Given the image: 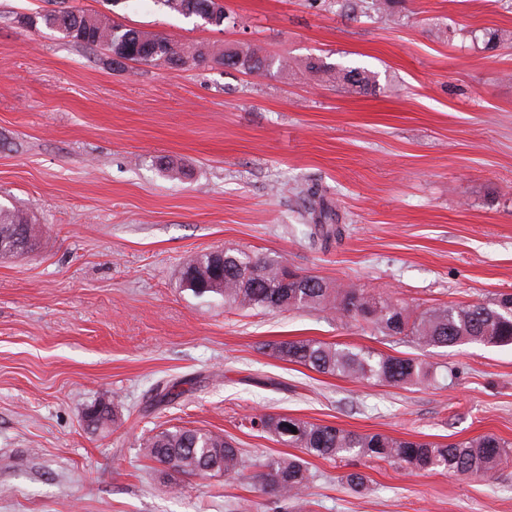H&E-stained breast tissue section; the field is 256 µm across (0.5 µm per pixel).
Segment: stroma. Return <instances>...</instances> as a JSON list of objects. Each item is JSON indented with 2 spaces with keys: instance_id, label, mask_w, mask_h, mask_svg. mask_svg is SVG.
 Instances as JSON below:
<instances>
[{
  "instance_id": "obj_1",
  "label": "stroma",
  "mask_w": 512,
  "mask_h": 512,
  "mask_svg": "<svg viewBox=\"0 0 512 512\" xmlns=\"http://www.w3.org/2000/svg\"><path fill=\"white\" fill-rule=\"evenodd\" d=\"M224 5L235 27L153 0H0V204L43 228L34 252L0 257V512H255L257 462L292 452L246 428L260 410L512 443L510 345L419 351L348 317L228 310L180 283L189 255L239 249L418 311L512 293V48L486 44L512 29V0H404L395 22L350 20L335 0ZM60 7L178 43L255 42L290 66L118 69L26 22ZM317 57L377 85L336 88L305 71ZM318 194L343 229L326 242ZM304 338L416 353L436 381L352 382L267 347ZM172 384L178 397L156 403ZM101 400L118 426H87ZM172 426L232 438L243 476L159 473L140 448ZM310 469L313 512H512V461L481 479L359 458Z\"/></svg>"
}]
</instances>
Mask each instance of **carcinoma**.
Instances as JSON below:
<instances>
[{"label": "carcinoma", "mask_w": 512, "mask_h": 512, "mask_svg": "<svg viewBox=\"0 0 512 512\" xmlns=\"http://www.w3.org/2000/svg\"><path fill=\"white\" fill-rule=\"evenodd\" d=\"M170 13L196 17L212 25L224 20L221 0H155ZM398 0H342L340 8L369 17L395 20ZM59 32L64 38L90 50L127 48L134 63L176 67L178 62L211 63L245 73L270 71L273 61L257 44L229 47L178 44L168 38L115 22L106 14H88L76 8L47 10L29 19ZM306 69L323 74L352 92H365L375 84L373 73L341 64L311 60ZM335 216L329 206H319L324 223L315 227L325 240L339 236L342 228L330 223ZM37 229L25 212L0 205V255L31 250ZM283 261L254 258L236 249L197 253L186 258L181 270L184 288L197 298L218 297L227 309L284 311L318 307L335 309L342 316L366 325L385 336H401L425 349L464 344L512 345V293H502L486 302L440 306L417 312L402 303L367 295L363 290L341 283L330 284L317 276L301 275L286 285L279 280ZM281 360L308 366L320 373L354 381L405 387L430 385L435 374L418 356L375 355L350 347L314 339L272 342ZM250 428L303 453L326 459L365 458L384 461L412 471H446L482 478L507 458L509 444L495 435H482L449 445L410 440L383 433H358L337 426L275 414H256ZM145 458L170 463L184 474L235 477L244 470L242 449L232 440L210 431L171 427L148 437L141 448ZM258 491L274 503L304 512L312 474L307 462L297 455H284L258 463Z\"/></svg>", "instance_id": "cac0c4a2"}]
</instances>
